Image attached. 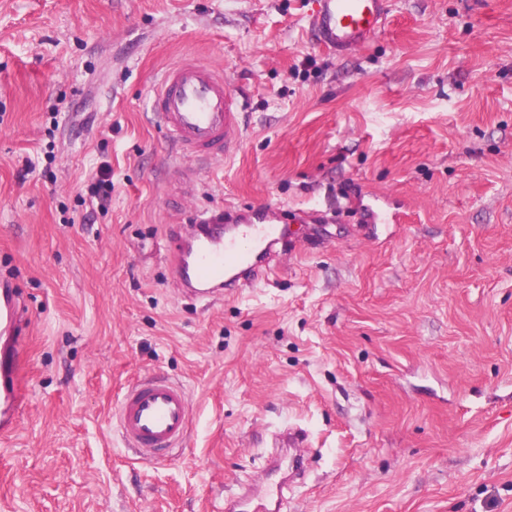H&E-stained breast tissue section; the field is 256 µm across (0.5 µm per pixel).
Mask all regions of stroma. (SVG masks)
I'll list each match as a JSON object with an SVG mask.
<instances>
[{
  "label": "stroma",
  "mask_w": 512,
  "mask_h": 512,
  "mask_svg": "<svg viewBox=\"0 0 512 512\" xmlns=\"http://www.w3.org/2000/svg\"><path fill=\"white\" fill-rule=\"evenodd\" d=\"M310 12L0 0L14 512H224L291 430L309 464L281 512H512V0H390L343 56ZM190 62L244 102L229 157L180 160L150 109ZM105 160L102 213L78 193ZM227 207L287 216L294 244L265 280L187 296L173 250ZM149 375L186 388L189 422L141 464L114 415Z\"/></svg>",
  "instance_id": "35a3bbf8"
}]
</instances>
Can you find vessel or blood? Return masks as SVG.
Masks as SVG:
<instances>
[{
    "label": "vessel or blood",
    "instance_id": "obj_1",
    "mask_svg": "<svg viewBox=\"0 0 512 512\" xmlns=\"http://www.w3.org/2000/svg\"><path fill=\"white\" fill-rule=\"evenodd\" d=\"M387 0H312V29L321 45L343 53L365 46L382 28ZM153 111L171 143L188 158L228 157L242 143V104L210 67L184 63L169 69L153 98ZM206 230L175 256L176 278L196 298L210 300L223 290L256 281L278 250L288 247L287 225L269 212L233 210L199 216ZM21 301L14 290L0 289V443L10 439L21 412L18 356ZM117 426L137 459L153 462L155 452L178 447L187 433L185 388L152 378L128 391L118 405ZM300 458L274 461L268 476L278 488L290 487ZM279 498L246 490L225 504V512H278Z\"/></svg>",
    "mask_w": 512,
    "mask_h": 512
}]
</instances>
